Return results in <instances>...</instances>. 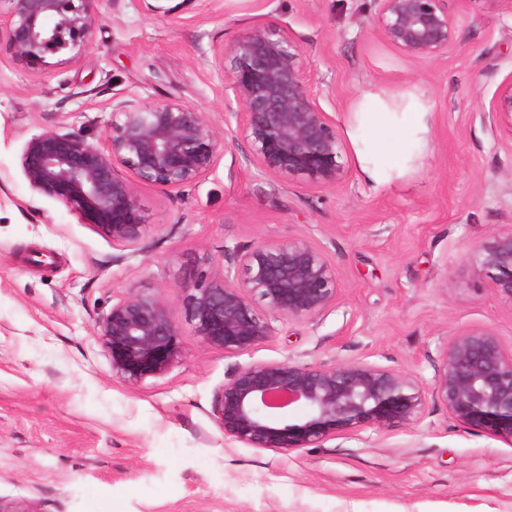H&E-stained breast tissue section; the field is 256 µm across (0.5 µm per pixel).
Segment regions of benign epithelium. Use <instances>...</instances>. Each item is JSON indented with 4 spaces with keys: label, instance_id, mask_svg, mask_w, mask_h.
Wrapping results in <instances>:
<instances>
[{
    "label": "benign epithelium",
    "instance_id": "obj_1",
    "mask_svg": "<svg viewBox=\"0 0 512 512\" xmlns=\"http://www.w3.org/2000/svg\"><path fill=\"white\" fill-rule=\"evenodd\" d=\"M0 14L13 56L29 64L62 51L80 59L102 23L93 0H12ZM378 35L403 55L448 53L456 21L448 0H373ZM55 18L50 26L47 19ZM229 87L241 101V134L260 172L308 187L336 186L346 144L319 100L295 40L276 23L257 26L222 48ZM488 111L512 117V82ZM224 152L203 116L173 100L112 106V127L94 142L80 132L30 138L20 167L31 190L56 200L112 236L135 244L145 235L136 187L178 191L199 181ZM474 276L512 302V227L490 233L468 255ZM188 322L202 344L241 355L268 343L279 319L319 317L339 299L336 269L307 239L258 240L233 252L222 275H201L181 289ZM112 372L130 383L166 372L182 356L180 330L166 299L132 292L97 323ZM434 397L461 424L512 444V344L488 329L448 337L433 383L364 360L332 366L254 363L224 381L215 419L224 438L250 448L290 451L341 433L417 423ZM308 408L304 420L292 406Z\"/></svg>",
    "mask_w": 512,
    "mask_h": 512
}]
</instances>
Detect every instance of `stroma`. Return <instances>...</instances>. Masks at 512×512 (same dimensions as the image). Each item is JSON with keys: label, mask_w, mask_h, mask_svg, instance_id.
Returning <instances> with one entry per match:
<instances>
[{"label": "stroma", "mask_w": 512, "mask_h": 512, "mask_svg": "<svg viewBox=\"0 0 512 512\" xmlns=\"http://www.w3.org/2000/svg\"><path fill=\"white\" fill-rule=\"evenodd\" d=\"M150 4L96 0L103 22L75 62L18 61L0 32V502L18 512H512V445L435 398L416 425L290 451L229 441L214 416L225 379L248 364L366 360L428 385L448 336L489 328L512 342V303L467 263L478 241L512 226V119L486 112L512 81V0H449L455 42L435 60L380 39L372 0H194L174 15ZM268 22L299 45L346 142L337 186L261 173L235 132L243 106L218 52ZM120 100L178 101L225 140L197 183L138 186L147 234L136 245L35 194L20 167L33 135L102 138ZM387 132L404 143L385 168L366 144ZM288 238L326 250L336 305L277 321V336L247 354L203 345L182 287L221 273L225 251ZM142 290L166 298L184 354L128 383L96 322Z\"/></svg>", "instance_id": "stroma-1"}]
</instances>
